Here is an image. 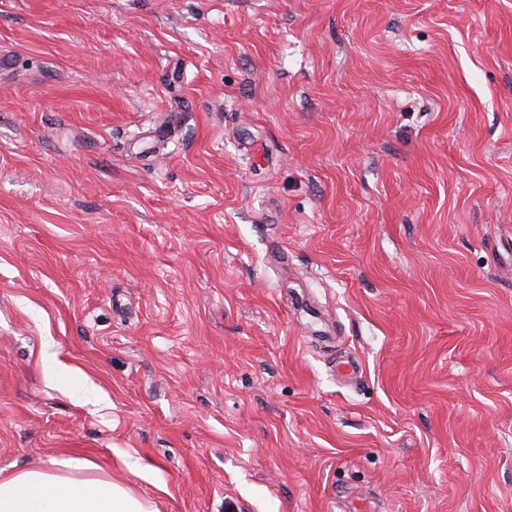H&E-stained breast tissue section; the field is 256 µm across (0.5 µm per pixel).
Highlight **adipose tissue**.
<instances>
[{
	"label": "adipose tissue",
	"instance_id": "obj_1",
	"mask_svg": "<svg viewBox=\"0 0 512 512\" xmlns=\"http://www.w3.org/2000/svg\"><path fill=\"white\" fill-rule=\"evenodd\" d=\"M65 466L0 481V512H150L124 486L93 476L89 460L76 457Z\"/></svg>",
	"mask_w": 512,
	"mask_h": 512
}]
</instances>
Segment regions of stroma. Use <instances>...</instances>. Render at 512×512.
Returning a JSON list of instances; mask_svg holds the SVG:
<instances>
[{
    "label": "stroma",
    "mask_w": 512,
    "mask_h": 512,
    "mask_svg": "<svg viewBox=\"0 0 512 512\" xmlns=\"http://www.w3.org/2000/svg\"><path fill=\"white\" fill-rule=\"evenodd\" d=\"M72 457L512 512V0H0V478Z\"/></svg>",
    "instance_id": "35a3bbf8"
}]
</instances>
